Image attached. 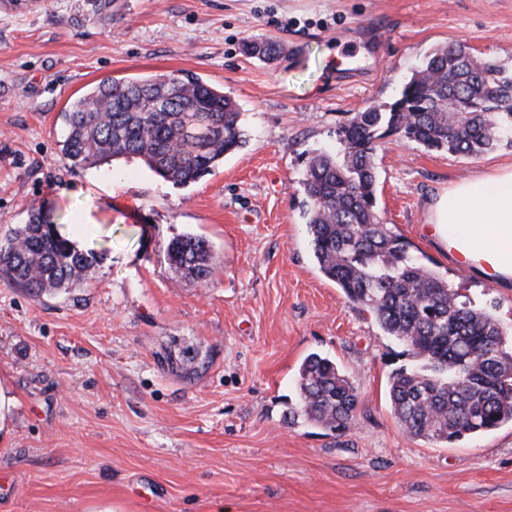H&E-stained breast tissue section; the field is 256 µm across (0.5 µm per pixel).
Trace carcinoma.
I'll return each instance as SVG.
<instances>
[{"mask_svg": "<svg viewBox=\"0 0 512 512\" xmlns=\"http://www.w3.org/2000/svg\"><path fill=\"white\" fill-rule=\"evenodd\" d=\"M244 52L270 59L272 44L248 41ZM512 70L480 60L460 43L434 48L390 105H371L337 132L336 153L309 159L304 193L308 228L321 272L370 312L414 359L389 376L391 407L413 438L448 445L512 424V334L495 315L458 300L448 281L409 253L377 210L378 141L392 135L429 151L476 155L512 146ZM472 106L457 112L461 103ZM61 152L74 167L126 157L142 160L176 185L208 174L243 148L248 134L231 97L193 76L101 81L60 113ZM165 256L181 277L211 274L207 241L186 235ZM97 256L47 231L40 212L0 240V278L33 297L81 285ZM298 415L330 430L349 427L359 398L336 362L308 355L299 370Z\"/></svg>", "mask_w": 512, "mask_h": 512, "instance_id": "cac0c4a2", "label": "carcinoma"}]
</instances>
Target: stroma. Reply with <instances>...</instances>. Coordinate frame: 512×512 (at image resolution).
Masks as SVG:
<instances>
[{
    "label": "stroma",
    "mask_w": 512,
    "mask_h": 512,
    "mask_svg": "<svg viewBox=\"0 0 512 512\" xmlns=\"http://www.w3.org/2000/svg\"><path fill=\"white\" fill-rule=\"evenodd\" d=\"M0 0V237L39 211L97 265L32 298L0 278V512H512V424L442 446L388 397L402 344L320 271L302 182L341 125L393 103L433 48L512 68V0ZM280 46L265 62L243 44ZM193 74L240 106L249 141L177 186L140 160L71 167L58 115L107 78ZM377 208L463 301L512 330V288L436 248L428 206L512 166V147L430 152L389 136ZM204 238L207 283L165 248ZM330 356L359 403L347 430L290 419L298 369ZM16 407V397L10 386L0 380V442L11 436V419L13 409Z\"/></svg>",
    "instance_id": "obj_1"
}]
</instances>
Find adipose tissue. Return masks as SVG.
<instances>
[{
	"mask_svg": "<svg viewBox=\"0 0 512 512\" xmlns=\"http://www.w3.org/2000/svg\"><path fill=\"white\" fill-rule=\"evenodd\" d=\"M428 233L458 265L512 284V168L464 180L436 198Z\"/></svg>",
	"mask_w": 512,
	"mask_h": 512,
	"instance_id": "adipose-tissue-1",
	"label": "adipose tissue"
}]
</instances>
